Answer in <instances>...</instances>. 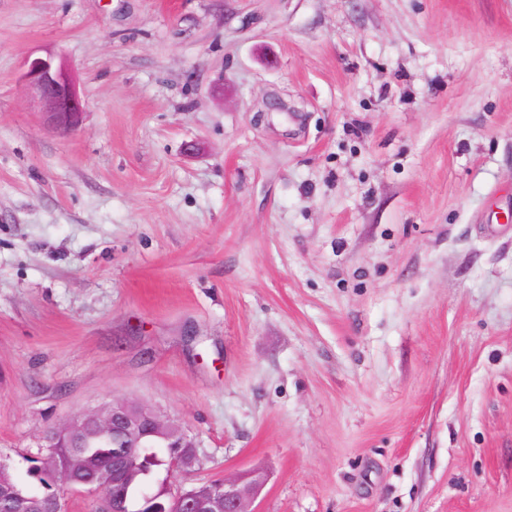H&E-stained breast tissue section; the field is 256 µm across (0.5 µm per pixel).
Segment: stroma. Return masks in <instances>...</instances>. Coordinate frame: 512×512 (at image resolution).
<instances>
[{"instance_id":"35a3bbf8","label":"stroma","mask_w":512,"mask_h":512,"mask_svg":"<svg viewBox=\"0 0 512 512\" xmlns=\"http://www.w3.org/2000/svg\"><path fill=\"white\" fill-rule=\"evenodd\" d=\"M511 213L512 0H0V453L140 401L259 512H512ZM24 76L42 112L50 117L53 125L65 133L75 131L85 104L67 66L38 57L27 61Z\"/></svg>"}]
</instances>
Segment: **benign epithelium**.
<instances>
[{
	"instance_id": "obj_1",
	"label": "benign epithelium",
	"mask_w": 512,
	"mask_h": 512,
	"mask_svg": "<svg viewBox=\"0 0 512 512\" xmlns=\"http://www.w3.org/2000/svg\"><path fill=\"white\" fill-rule=\"evenodd\" d=\"M25 80L53 125L65 133L78 128L85 104L64 63L39 57L29 60ZM88 430L118 436L121 450L114 453L112 465L82 478L80 448L82 434ZM158 438L161 447L174 450L169 473L190 470L198 464L196 445L186 432L143 403L114 401L47 431L42 443L47 452L40 454L39 459L46 462L54 492L30 504L28 512H68L67 498L72 496L93 498L94 512H122L113 487L121 482L125 472L138 465L137 449L150 447ZM9 468L10 464L0 454V512H13L21 499L10 482ZM266 483V474L253 469L174 493L167 486L165 493L171 512H257L254 503Z\"/></svg>"
}]
</instances>
